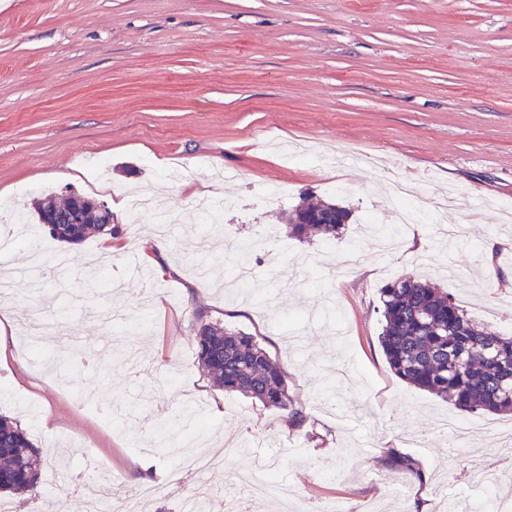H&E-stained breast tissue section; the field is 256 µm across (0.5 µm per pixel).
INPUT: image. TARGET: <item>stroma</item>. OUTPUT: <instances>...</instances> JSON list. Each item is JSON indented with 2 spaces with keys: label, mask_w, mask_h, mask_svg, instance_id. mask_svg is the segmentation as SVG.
Listing matches in <instances>:
<instances>
[{
  "label": "stroma",
  "mask_w": 512,
  "mask_h": 512,
  "mask_svg": "<svg viewBox=\"0 0 512 512\" xmlns=\"http://www.w3.org/2000/svg\"><path fill=\"white\" fill-rule=\"evenodd\" d=\"M329 150L380 155L419 179L410 228L392 223L373 171L318 162ZM215 167L239 181H213ZM163 181L176 222L160 238L124 195ZM263 187L286 197L262 205ZM203 189L236 199L207 227L191 206ZM449 189L466 205L448 220L466 233L445 242L427 202ZM67 190L105 203L120 235L53 243L70 266L46 278L43 298L70 341L39 356L9 336L0 413L70 474L92 455L129 493L230 441L240 453L188 485L270 466L312 506L440 512L447 497L485 512L470 475L487 470L512 494L487 431L512 416L469 415L477 431L456 442L438 433L460 412L393 374L377 311L384 285L427 276L478 325L512 336V0H0V201L28 214ZM306 193L351 209L335 244L289 236L282 214ZM206 228L252 245L250 288L225 285L221 259L209 279L193 273ZM348 246L361 262L336 276ZM101 257L117 286L86 293L77 280ZM197 311L257 337L306 408L302 430L212 386L195 355ZM186 405L198 419L174 447L141 442ZM412 432L426 447L406 444ZM392 450L415 457L422 479Z\"/></svg>",
  "instance_id": "obj_1"
}]
</instances>
